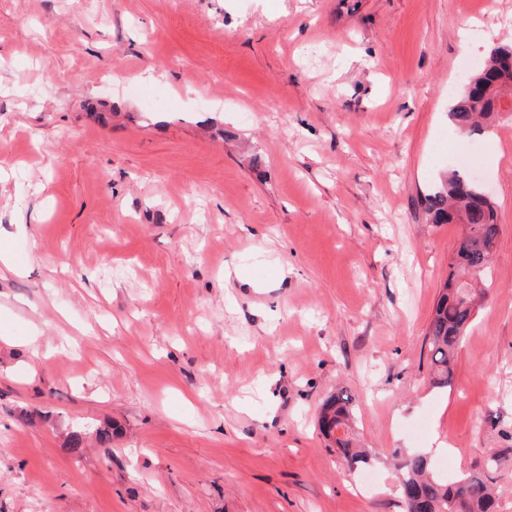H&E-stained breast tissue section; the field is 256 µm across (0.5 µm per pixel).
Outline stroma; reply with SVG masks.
Here are the masks:
<instances>
[{"label":"stroma","mask_w":512,"mask_h":512,"mask_svg":"<svg viewBox=\"0 0 512 512\" xmlns=\"http://www.w3.org/2000/svg\"><path fill=\"white\" fill-rule=\"evenodd\" d=\"M502 44L512 0H0V512H403L398 448L512 512V114L448 119ZM467 162L500 235L438 388ZM352 402L351 396L340 391L326 401L319 417V427L326 437L336 426L345 430L344 439L336 442V452L350 471L369 465L373 457L368 448H357L355 445L352 427L355 416Z\"/></svg>","instance_id":"1"}]
</instances>
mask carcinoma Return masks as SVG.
<instances>
[{"instance_id": "1", "label": "carcinoma", "mask_w": 512, "mask_h": 512, "mask_svg": "<svg viewBox=\"0 0 512 512\" xmlns=\"http://www.w3.org/2000/svg\"><path fill=\"white\" fill-rule=\"evenodd\" d=\"M512 57V45L491 49L484 67L472 76L477 84L465 90L452 104L448 117L461 131H483L482 121L499 113L497 97L479 84L485 76L499 69L500 61ZM426 209L434 224H464L463 235L453 256L457 274L446 281L436 301L426 338L430 347L433 383L438 387L451 384L457 348L474 321L476 306L483 289L463 287V278L473 272L485 276L493 248L500 234L497 211L483 187L469 176L454 172L444 175L426 198ZM353 399L340 391L323 405L319 427L330 434L340 426L345 437L337 441V453L351 471L370 464L372 453L355 445L352 423ZM398 474V492L404 512H496V501L489 479L481 472L443 480L432 472L430 458L407 451L394 455Z\"/></svg>"}]
</instances>
